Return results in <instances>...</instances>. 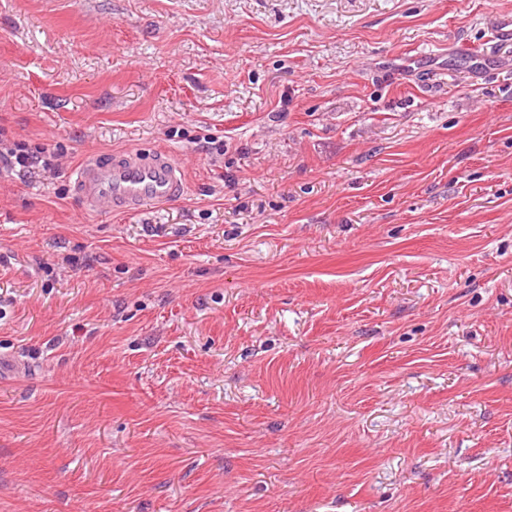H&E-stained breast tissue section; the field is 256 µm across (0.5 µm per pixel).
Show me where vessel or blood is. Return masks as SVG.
Wrapping results in <instances>:
<instances>
[{"label":"vessel or blood","instance_id":"1","mask_svg":"<svg viewBox=\"0 0 512 512\" xmlns=\"http://www.w3.org/2000/svg\"><path fill=\"white\" fill-rule=\"evenodd\" d=\"M70 188L84 211L131 216L182 198L186 179L168 151L136 149L85 157L71 174Z\"/></svg>","mask_w":512,"mask_h":512}]
</instances>
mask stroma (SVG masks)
<instances>
[{
	"mask_svg": "<svg viewBox=\"0 0 512 512\" xmlns=\"http://www.w3.org/2000/svg\"><path fill=\"white\" fill-rule=\"evenodd\" d=\"M511 22L0 0V512H512ZM138 148L185 195L82 213ZM43 152L33 151L31 147L20 140L14 139L6 128L0 127V158L3 157L20 170L41 166L44 172H53L56 168V156H41ZM70 188L86 212L131 216L148 204L182 198L186 179L168 151L136 149L85 157L71 174Z\"/></svg>",
	"mask_w": 512,
	"mask_h": 512,
	"instance_id": "35a3bbf8",
	"label": "stroma"
}]
</instances>
